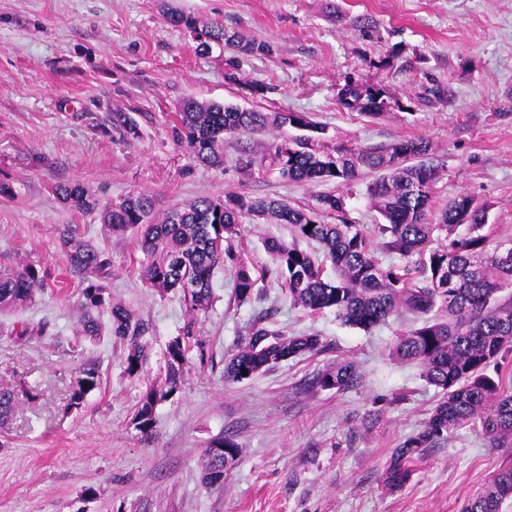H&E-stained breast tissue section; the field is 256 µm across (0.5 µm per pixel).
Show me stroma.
Instances as JSON below:
<instances>
[{
	"mask_svg": "<svg viewBox=\"0 0 512 512\" xmlns=\"http://www.w3.org/2000/svg\"><path fill=\"white\" fill-rule=\"evenodd\" d=\"M168 8L269 42L273 52L241 55L228 44L199 52L191 29L166 22ZM350 79L386 91L393 104L385 117L339 103ZM435 82L447 86L446 100L429 94ZM189 98L306 114L324 126L331 148L427 139L438 201L468 194L488 205L495 233L512 234V0H0V183L15 189L0 198V274L24 264L67 279L58 228L76 225L110 262L113 301L152 325L149 360L132 376L119 341L77 336L78 280L0 312V386L38 394L0 425V512H462L512 457V447H491L480 426L427 449L403 486L381 482L393 450L441 397L419 365L391 355L414 316L363 330L332 311L303 310L271 277L258 284L261 298L241 303L231 273L216 271L200 325L212 364L187 366L180 390L157 405L152 434L136 428L142 395L164 379L184 305L148 288L134 236L109 234L97 213L71 211L52 184L81 183L103 203L145 193L158 217L201 196L247 193L309 209L333 192L366 231L381 221L366 194L369 173L313 187L260 166L277 142L295 136L288 126L225 136L222 166L195 161L171 133ZM112 112L127 113L138 136L113 127ZM241 224L258 270L269 264L265 238L292 239L285 224ZM264 311L270 329L320 336L329 351L225 382V355ZM19 322L45 333L17 339ZM343 359L356 365L353 386L313 384ZM90 363L100 384L67 411L71 384ZM224 435L241 453L223 484L211 486L204 454Z\"/></svg>",
	"mask_w": 512,
	"mask_h": 512,
	"instance_id": "stroma-1",
	"label": "stroma"
}]
</instances>
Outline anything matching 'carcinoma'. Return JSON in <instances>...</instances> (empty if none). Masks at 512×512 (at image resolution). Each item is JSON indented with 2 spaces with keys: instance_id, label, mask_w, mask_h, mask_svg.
Instances as JSON below:
<instances>
[{
  "instance_id": "cac0c4a2",
  "label": "carcinoma",
  "mask_w": 512,
  "mask_h": 512,
  "mask_svg": "<svg viewBox=\"0 0 512 512\" xmlns=\"http://www.w3.org/2000/svg\"><path fill=\"white\" fill-rule=\"evenodd\" d=\"M202 46L228 41L243 54L270 55L268 42L236 40L226 36L224 25L205 23ZM342 106L378 118L390 108V98L380 87L349 82L338 93ZM302 122L306 134L275 145L271 164L281 178L294 183L347 184L365 169L375 175L367 194L384 223L375 225L381 248L407 259L404 265L384 267L375 256L373 241L359 224L349 219L344 199L335 194L317 196L318 207L303 209L283 199L230 193L219 200L196 198L184 207L169 211L161 220L151 219L153 199L132 194L115 204H100L80 183H57L52 193L74 212L98 211L104 228L113 234L135 231L145 256L143 278L148 287L161 294L178 292L187 319L168 344L165 381L161 388L146 390L135 414L137 429L153 432L159 402L176 392L182 383L184 366L196 354L199 363L208 361L199 338V317L212 302V277L222 266L234 279V295L245 303L258 293L257 278L237 250L234 241L241 234V219L248 215L288 225L294 238L314 242L321 256L279 239L263 241L275 276L291 298L310 312L331 310L342 323L369 329L403 311L419 322L402 334L392 356L422 367L427 383L442 397L424 426L407 437L392 452L383 482L390 488L404 485L413 464L427 449L435 447L448 433L478 422L491 446L512 447V391L505 388L500 374L488 369L512 353V235L495 236L486 230L487 210L467 194H457L443 207L435 208L436 169L423 160L431 150L424 138H407L390 146L328 149L319 142L324 127L297 112L241 111L232 105L185 101L173 138L186 145L193 158L218 167L224 162V136L260 131ZM336 213V222H324V212ZM466 232L457 234V229ZM68 276L80 279L82 301L78 333L94 339L106 332L123 343L126 370L138 374L149 358L146 336L152 324L120 305L102 280L109 276V263L91 241L79 236L71 224L59 231ZM331 264L336 278L325 277L324 265ZM48 285L45 273L21 266L0 275V310L31 304ZM109 310V323L99 319ZM270 312L254 321L247 340L224 360V380L240 383L282 360L304 353H322L330 345L320 337L284 336L267 326ZM356 366L350 361L317 373L313 383L341 391L356 380ZM98 384V369H82L75 381L70 406L78 408ZM35 398L29 389L0 387V421L13 414L19 397ZM217 455L207 451L206 483L224 484V465L241 453L235 440L217 439ZM512 498V460L503 463L489 483L464 505L462 512H500Z\"/></svg>"
}]
</instances>
